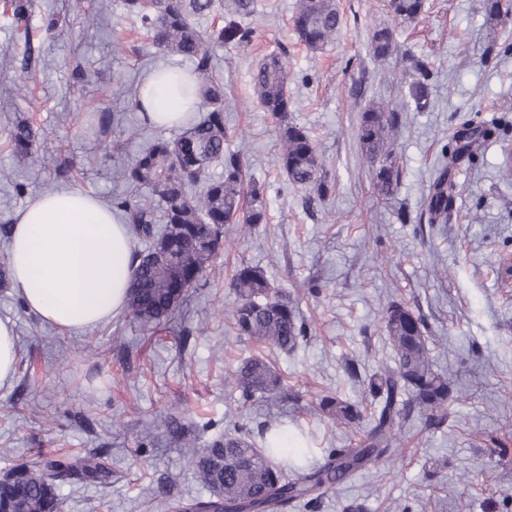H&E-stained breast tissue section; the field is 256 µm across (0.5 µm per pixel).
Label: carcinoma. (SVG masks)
<instances>
[{
    "mask_svg": "<svg viewBox=\"0 0 512 512\" xmlns=\"http://www.w3.org/2000/svg\"><path fill=\"white\" fill-rule=\"evenodd\" d=\"M126 10L153 35L158 48L192 63L197 91L209 105L207 113L190 122L176 138L155 139L118 178L128 194L112 200L122 212L131 236L145 244L134 251L133 279L128 287L125 311L149 330L172 319L188 291L217 257L224 225L248 227L266 221L262 191L244 196V168L239 156L224 150V78L214 71L213 50L226 40L247 42L251 31L232 21L228 26L201 30L195 20L216 8L215 0H125ZM395 18L413 20L425 8V0H389ZM17 30L28 33L31 0H4ZM296 33L313 52L334 43L341 33L342 18L336 0H298ZM370 49L386 59L397 52L393 29L375 27ZM418 78L410 97L418 107L428 100L427 67L418 66ZM288 67L280 53L261 59L252 72L254 93L264 110L281 128V144L275 162L289 184L329 190L324 163L309 132L288 119ZM408 107L372 101L361 111L357 139L362 155L372 167L373 193L379 199L392 196L400 182L396 141L406 124ZM501 132L503 162L512 167L507 115L495 121ZM468 133L455 144L451 159L471 161L484 141L485 127L467 121ZM43 136V130L27 122L16 124L9 139L19 154L27 155ZM224 166L222 175L210 174L214 163ZM448 168L430 185L424 201L428 221L445 223L452 206ZM240 303L233 313L237 336L280 351L295 350L306 339V325L288 298L270 287L258 266L241 265L232 281ZM382 327L394 355V365L371 376L366 392L378 403L370 416L356 403L325 395L318 407L323 417L340 426L367 421L363 438L354 448H330L323 461L312 463L304 433L296 435L297 448L270 425L254 438L247 429L235 427L224 437L199 448L181 419L168 412L156 423L178 438L181 449L195 461L198 481L208 490L206 498L172 499L149 487L141 489L155 512H288L307 506L324 493L350 480L372 463L394 452L393 432L414 411L427 423L441 422L448 414L451 390L448 378L434 369L425 319L401 303L390 304L382 314ZM239 403L247 407L258 396L283 389L281 373L262 354L242 363L231 374ZM407 399H402V396ZM112 478L109 459L96 453L82 456L40 454L31 465L14 467L0 481V512H60L61 487L75 482L106 484Z\"/></svg>",
    "mask_w": 512,
    "mask_h": 512,
    "instance_id": "cac0c4a2",
    "label": "carcinoma"
}]
</instances>
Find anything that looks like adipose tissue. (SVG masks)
I'll return each instance as SVG.
<instances>
[{
    "label": "adipose tissue",
    "instance_id": "1",
    "mask_svg": "<svg viewBox=\"0 0 512 512\" xmlns=\"http://www.w3.org/2000/svg\"><path fill=\"white\" fill-rule=\"evenodd\" d=\"M179 71L150 72L138 101L157 127L179 126L198 108L181 94ZM127 227L92 194H35L13 220V287L25 310L61 331L94 327L120 313L131 279Z\"/></svg>",
    "mask_w": 512,
    "mask_h": 512
}]
</instances>
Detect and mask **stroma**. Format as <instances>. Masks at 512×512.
<instances>
[{"label": "stroma", "mask_w": 512, "mask_h": 512, "mask_svg": "<svg viewBox=\"0 0 512 512\" xmlns=\"http://www.w3.org/2000/svg\"><path fill=\"white\" fill-rule=\"evenodd\" d=\"M297 0H253L242 25L250 43L215 51L224 78L226 150L237 153L248 185L263 191L267 221L224 228L219 255L174 318L158 333L125 315L79 332H62L26 313L11 285L0 284V319L11 320L17 364L0 389V476L39 453L107 454L108 484L61 490L62 512H152L142 487L173 496H205L195 465L155 426L170 412L199 446L239 425L276 422L303 428L315 459L356 444L362 427L320 417L328 391L357 400L363 379L390 364L381 316L393 302L419 312L430 328L432 358L451 386L448 415L430 426L412 416L395 432L396 453L325 493L309 512H506L512 498V175L491 124L512 112V17L487 18L483 0H426L411 21L392 24L398 51L374 58L370 36L387 16L386 0H336L339 38L309 50L293 25ZM28 34L0 11V224L32 194L81 190L105 205L124 195L116 171L151 140L179 128L145 125L134 108L145 76L190 68L163 53L124 0H32ZM58 20L46 28L47 16ZM36 50L27 62L26 47ZM288 54L291 122L313 137L331 184L327 196L291 186L274 158L280 127L258 102L251 74L270 53ZM423 61L430 104L409 110L397 142L402 171L388 200L372 193V168L356 139L370 101H405ZM490 125L478 156L456 169L458 187L444 224L422 216L423 200L468 120ZM45 136L27 157L11 148L20 121ZM27 185V194L14 190ZM243 264L261 266L288 296L308 330L294 351L270 352L283 374L280 395L240 410L228 381L259 345L237 337L231 279ZM93 342L95 351L85 350Z\"/></svg>", "instance_id": "35a3bbf8"}]
</instances>
